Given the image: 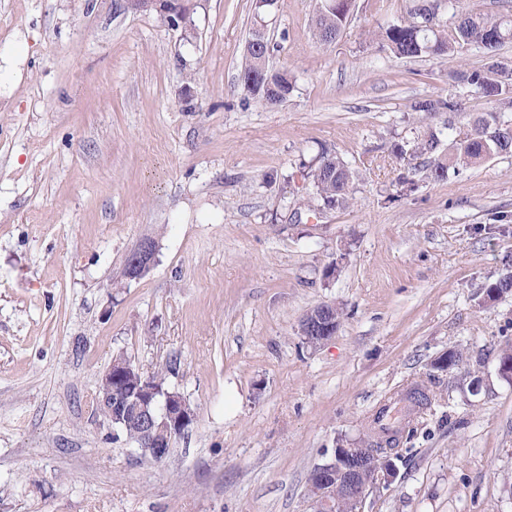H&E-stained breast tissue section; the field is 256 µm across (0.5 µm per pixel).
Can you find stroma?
<instances>
[{"instance_id": "1", "label": "stroma", "mask_w": 512, "mask_h": 512, "mask_svg": "<svg viewBox=\"0 0 512 512\" xmlns=\"http://www.w3.org/2000/svg\"><path fill=\"white\" fill-rule=\"evenodd\" d=\"M183 3L185 28L0 0V512H312L314 466L417 383L432 404L361 512H512V294L483 300L512 260V156L409 191L390 153L485 52L382 47L412 0H355L326 45L320 0ZM258 27L294 85L272 107L239 81ZM324 148L356 173L348 209L309 204L299 165ZM323 303L345 318L313 349L298 324ZM451 350L467 364L434 369ZM119 356L177 362L196 421L162 462L92 414ZM154 258V243L151 240L141 241L127 258L125 275L129 264L130 278L142 277L151 267ZM138 276V277H137Z\"/></svg>"}]
</instances>
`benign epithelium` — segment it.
I'll return each mask as SVG.
<instances>
[{
    "label": "benign epithelium",
    "instance_id": "benign-epithelium-1",
    "mask_svg": "<svg viewBox=\"0 0 512 512\" xmlns=\"http://www.w3.org/2000/svg\"><path fill=\"white\" fill-rule=\"evenodd\" d=\"M142 10L154 9L172 22L176 14L168 0H124ZM154 243L148 239L140 242L127 258L130 277L143 276L151 267ZM336 306L328 305L321 316L300 322V333L305 343L317 348L336 335L339 325ZM108 385L103 395L95 398V413L115 423L121 418L136 419L144 424L145 438L137 444L142 454L161 462L168 456L173 441L185 434L194 424L196 413L187 409L180 396L162 393L152 382L151 374L127 359L114 363L103 375ZM368 451L365 447L349 448L343 444L334 449L333 456L314 467L311 479L325 486L324 493L312 501L314 512H337L344 496L363 503L367 489L377 480L390 482L394 478L392 460L381 459L372 477L365 484L358 482V474L367 466Z\"/></svg>",
    "mask_w": 512,
    "mask_h": 512
}]
</instances>
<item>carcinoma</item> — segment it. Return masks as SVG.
<instances>
[{
  "label": "carcinoma",
  "mask_w": 512,
  "mask_h": 512,
  "mask_svg": "<svg viewBox=\"0 0 512 512\" xmlns=\"http://www.w3.org/2000/svg\"><path fill=\"white\" fill-rule=\"evenodd\" d=\"M354 7V0H321L313 19L312 31L316 40L327 43L333 39L347 22ZM419 13L411 7L407 15L380 29L378 37L400 58L420 57L424 54L439 58L454 59L463 55L470 47L486 51L489 64L482 70L453 71L450 77L454 83L468 93L500 101L503 112H489L462 125L464 115L462 97L449 94L446 98H431L416 102L413 110L429 114L448 113L440 126L430 128L412 141H400L393 145L394 157L407 167L408 175L400 183L410 188L415 186L413 175L440 182L451 176L460 175L463 170L495 155H512V65L497 58V50L512 40V16L499 19L477 13L461 14L449 24L433 29H421ZM266 68L263 53L247 47L244 66L239 76L241 85L261 103L271 102L272 90L256 87L254 76ZM448 138V153L440 151L443 138ZM306 177L310 180L313 194L325 209H346L353 200L354 172L338 156L324 150L318 164L309 167ZM487 293L494 292L501 297L512 292V272L506 273L488 286ZM177 369L173 359L151 372L156 386L171 391L167 384L168 375ZM402 432L399 429L370 426L365 444L373 450L372 460L388 454L399 447Z\"/></svg>",
  "instance_id": "1"
}]
</instances>
